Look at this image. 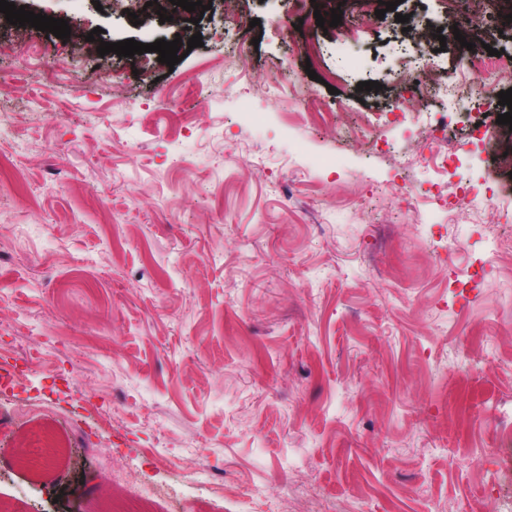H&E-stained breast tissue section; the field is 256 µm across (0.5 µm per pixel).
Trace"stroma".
Wrapping results in <instances>:
<instances>
[{"label": "stroma", "mask_w": 512, "mask_h": 512, "mask_svg": "<svg viewBox=\"0 0 512 512\" xmlns=\"http://www.w3.org/2000/svg\"><path fill=\"white\" fill-rule=\"evenodd\" d=\"M14 3L71 33L0 19V360L28 376L0 512H49L70 470L73 512H512V139L393 80L425 40L511 55L502 0L326 31L341 0ZM96 28L203 44L171 68ZM442 125L436 187L413 159ZM460 185L497 218L457 214ZM442 131V136H434V140H436L435 150L428 156L421 155L419 159L415 160V163H418L422 168L446 172L448 161H453L457 157L461 145L452 136L448 135L447 126H444Z\"/></svg>", "instance_id": "1"}]
</instances>
